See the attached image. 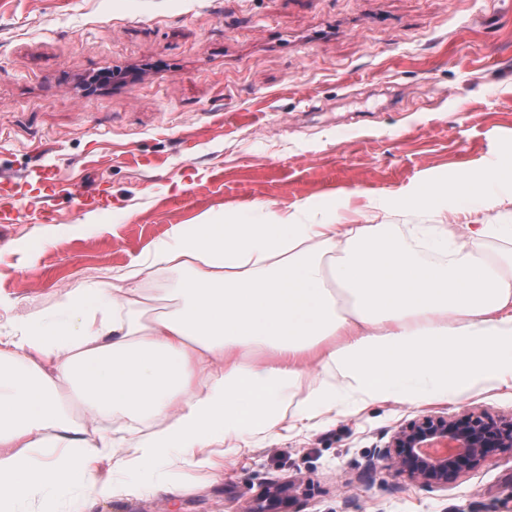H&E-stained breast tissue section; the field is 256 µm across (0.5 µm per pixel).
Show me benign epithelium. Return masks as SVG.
I'll return each instance as SVG.
<instances>
[{"instance_id": "benign-epithelium-1", "label": "benign epithelium", "mask_w": 512, "mask_h": 512, "mask_svg": "<svg viewBox=\"0 0 512 512\" xmlns=\"http://www.w3.org/2000/svg\"><path fill=\"white\" fill-rule=\"evenodd\" d=\"M512 451V420L483 412L460 417L423 416L400 427L382 452L384 467L427 487L445 488L480 468L497 451ZM288 485L269 488L265 505L253 512H275L288 505Z\"/></svg>"}]
</instances>
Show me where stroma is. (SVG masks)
<instances>
[{"instance_id":"obj_1","label":"stroma","mask_w":512,"mask_h":512,"mask_svg":"<svg viewBox=\"0 0 512 512\" xmlns=\"http://www.w3.org/2000/svg\"><path fill=\"white\" fill-rule=\"evenodd\" d=\"M107 68L125 83L90 84ZM490 170L512 178V0H0V176L26 180L0 223L1 332L132 270L142 291L177 287L147 260L207 213L334 201L342 224L458 235V192ZM97 183L108 205L80 210ZM468 412L512 418V388L289 414L156 467L105 460L114 492L89 512H253L281 484L286 512H512L511 453L444 489L382 466L400 426Z\"/></svg>"}]
</instances>
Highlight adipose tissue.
Masks as SVG:
<instances>
[{"mask_svg":"<svg viewBox=\"0 0 512 512\" xmlns=\"http://www.w3.org/2000/svg\"><path fill=\"white\" fill-rule=\"evenodd\" d=\"M321 214L178 225L149 259L183 269L160 291L178 306L153 320L137 289L100 282L0 334V512L76 482L84 500L108 497L98 460L145 467L244 429L272 434L290 407L305 417L346 400L431 403L512 384V251L485 253L487 240L512 239L511 224L468 225L460 244L444 225L414 224L405 242L393 225L339 229L335 206ZM425 249L449 259L426 262ZM262 348L275 359L242 361ZM207 358L221 368L198 379ZM311 361L321 378L308 379ZM66 392L134 424L76 433Z\"/></svg>","mask_w":512,"mask_h":512,"instance_id":"1","label":"adipose tissue"}]
</instances>
